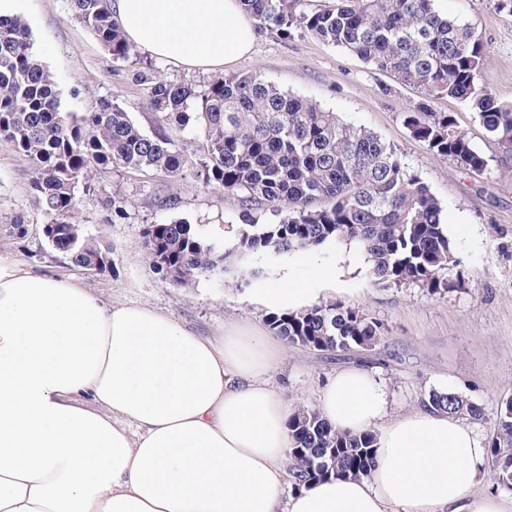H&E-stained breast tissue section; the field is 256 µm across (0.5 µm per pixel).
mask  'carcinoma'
<instances>
[{
	"mask_svg": "<svg viewBox=\"0 0 512 512\" xmlns=\"http://www.w3.org/2000/svg\"><path fill=\"white\" fill-rule=\"evenodd\" d=\"M109 2L70 0L72 16L114 61L127 62L137 50L112 21ZM240 2L260 32L286 35L302 26L399 83L418 87L425 99L405 122L436 155L475 173L487 166L451 114L428 111V99L444 96L468 102L484 130L512 151V106L478 81L481 44L471 28L440 14L435 0H334L311 13L299 10L301 0ZM139 77L156 119L150 136L114 101L101 100L81 116L65 112L29 26L17 15L0 14V138L28 159L42 233L74 267L111 263L102 240L83 234L72 220L81 181L104 169L168 179L189 170L237 204L240 223L222 248L185 222L151 225L144 249L159 273H176L175 286L222 279L237 255H284L339 243L366 255L379 286L439 292L459 285L454 272L460 260L440 202L374 133L257 75L173 83L155 76L147 62ZM170 129L190 134L194 151L177 148ZM267 323L288 344L319 351L367 347L381 335V326L365 313L336 302L271 313ZM423 406L473 419L482 412L453 392L435 391ZM288 434L297 489L329 476H367L375 465L374 433L342 432L314 410L297 409ZM489 451L499 483L511 489L512 401L500 410Z\"/></svg>",
	"mask_w": 512,
	"mask_h": 512,
	"instance_id": "obj_1",
	"label": "carcinoma"
}]
</instances>
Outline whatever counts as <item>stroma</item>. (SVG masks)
Instances as JSON below:
<instances>
[{
    "label": "stroma",
    "instance_id": "1",
    "mask_svg": "<svg viewBox=\"0 0 512 512\" xmlns=\"http://www.w3.org/2000/svg\"><path fill=\"white\" fill-rule=\"evenodd\" d=\"M439 7L471 28L483 47L481 84L501 103L512 104V0H441ZM0 12L20 16L30 27L63 111L81 115L108 99L129 112L144 132L154 131L137 68L113 61L94 34L71 18L68 0H0ZM231 71L260 76L315 101L395 147L402 163L442 206L461 260L462 286L433 294L412 285H375L364 254L343 245L317 251L312 261L300 253L232 258L231 271L240 277L235 286L216 279L189 288L172 285L146 257L145 225L183 221L201 238L220 241L225 226L239 221L237 205L189 171L168 182L179 200L172 209L155 204L152 176L113 170L79 185L76 221L111 249L107 269L87 274L48 246L30 193L29 162L1 139L0 217H26L28 232L22 238L0 235V253L34 271L79 280L106 301L146 306L216 337L233 324L265 323L267 310L254 291L274 287L282 273H289L300 288L316 266L335 269L337 289L326 294V301L362 310L382 325V336L370 348L348 351L285 346L282 360L266 374L269 383L294 407L316 410L327 381L340 370L359 367L384 386L393 419L421 408L429 393L449 390L482 408V418L467 426L481 447H488L501 405L512 400V152L486 133L466 103L444 97L430 99L431 111L453 113L487 167L477 175L437 156L405 123L422 98L419 89L299 29L288 36L258 33L252 53ZM106 195L121 198L125 217L101 204Z\"/></svg>",
    "mask_w": 512,
    "mask_h": 512
}]
</instances>
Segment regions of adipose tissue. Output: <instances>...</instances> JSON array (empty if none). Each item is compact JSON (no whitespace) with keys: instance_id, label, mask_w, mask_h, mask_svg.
<instances>
[{"instance_id":"obj_1","label":"adipose tissue","mask_w":512,"mask_h":512,"mask_svg":"<svg viewBox=\"0 0 512 512\" xmlns=\"http://www.w3.org/2000/svg\"><path fill=\"white\" fill-rule=\"evenodd\" d=\"M128 42L190 72L249 56L239 0H111ZM281 275L257 289L292 312L335 282ZM281 349L260 328L199 335L171 315L112 304L78 281L0 254V512H512L471 492L485 453L471 430L421 409L391 420L371 374L321 396L335 428L379 432L369 477L284 494L293 412L261 374Z\"/></svg>"}]
</instances>
